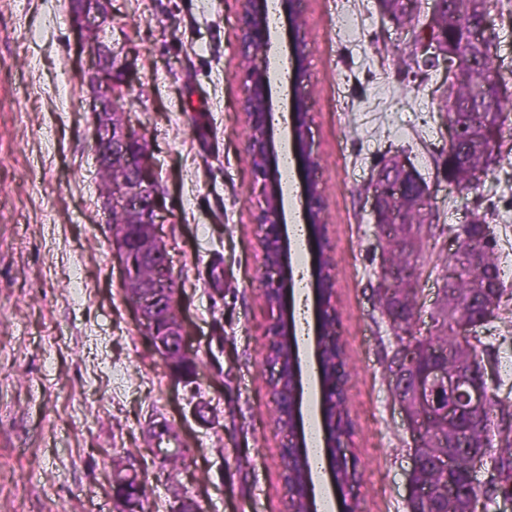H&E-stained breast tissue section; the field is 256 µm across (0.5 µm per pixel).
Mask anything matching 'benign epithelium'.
<instances>
[{"label":"benign epithelium","mask_w":512,"mask_h":512,"mask_svg":"<svg viewBox=\"0 0 512 512\" xmlns=\"http://www.w3.org/2000/svg\"><path fill=\"white\" fill-rule=\"evenodd\" d=\"M239 43L241 59L244 60L243 88L241 101L246 134L250 146L255 172L266 175L272 151L271 141V81L270 71L260 67L256 60L267 56L269 26L263 22L265 0H239ZM444 0H434L431 11L425 15L420 26L421 41L415 48V55L425 61L440 60L452 83L462 77L453 60L457 53L441 37L447 17L444 14ZM78 36L80 53L84 54L89 67L86 71L88 82L93 90V112L96 121L93 126L95 146L108 147L106 157L99 158L100 167L113 166L120 172L119 183L112 193L104 196L107 213L124 210L136 214L137 221L123 226L112 233V254L119 261L122 285L126 289H135V295L128 297L141 325L144 328L152 350L168 365H174L175 359L188 351L187 330L178 315L180 296L179 285L169 272V256L166 245L159 235L162 223L163 205L157 194L156 172L150 159V153L142 149L145 137L130 123L126 113L118 108L119 94L127 90L124 75L128 71L127 46L116 45L106 39L105 24L108 14L104 0H79V6L72 9ZM456 21L472 30L469 45L476 49L484 39L494 35L491 14L481 13L474 23L464 16ZM290 56L300 78L306 77L304 62L308 55V40L300 21H295L294 34L289 44ZM483 97L492 105L505 104L512 100V92L506 90V82L499 74L483 86ZM303 105L292 108L291 140L293 145L309 152L306 127L303 126ZM448 135V147L468 145L464 154L466 163V185L474 190L484 183L495 163L490 155L498 152L501 132H494L493 139L485 141L483 137L473 136L467 128L454 118L444 122ZM371 213L374 222H380L383 200L397 199L410 211H421L424 215L423 226L411 231V242L420 247L429 225L436 223L434 215L427 208L430 194L428 185L422 180L415 167L400 156L386 160L371 183ZM320 188L308 184L305 188L306 207L303 220L310 224L325 223V211L318 197ZM257 223H284V202L279 194H262ZM151 265L164 273L162 281H149L141 276L144 266ZM263 269L266 276V295L271 309H279L281 294L286 284L283 279V260L281 251L264 252ZM475 288L479 299L467 303L444 302V308L453 315V326L457 335L473 338V329L492 320L497 314L499 291L488 287L486 268L480 256L475 255L471 264ZM276 329L286 328L285 341L288 343V366L263 360V370L269 373V384L278 385L284 374H290L292 401L286 402L278 397L277 409L284 413L279 427L285 430L286 448L295 453L299 463H304L306 451L295 440L297 427V391L299 379V353L294 342V330L291 321L278 315L274 318ZM399 370L396 375L394 391L398 403L404 410L412 431L411 455L414 467L409 474L410 512H418V505L438 501L437 512H475L474 500L458 502V491L448 484L440 488L422 485L416 481L423 458L424 424L433 418L448 421V452L441 455L440 466L443 471L454 468L458 455L467 460L468 478H473L476 467L490 462L491 468L499 469V458L483 443H463L461 426L463 416H473L483 412L488 404L487 362L473 359L454 371L448 370V364L441 354H435L434 360L426 367L418 368L414 364L416 349L405 343L396 349Z\"/></svg>","instance_id":"7a95c632"}]
</instances>
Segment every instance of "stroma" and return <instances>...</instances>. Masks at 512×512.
<instances>
[{"mask_svg": "<svg viewBox=\"0 0 512 512\" xmlns=\"http://www.w3.org/2000/svg\"><path fill=\"white\" fill-rule=\"evenodd\" d=\"M305 102L334 261L333 303L347 363L359 512H409L411 436L390 386L395 340L376 289L381 247L370 181L393 153L430 187L439 223L493 225L512 289V155L463 193L439 166L445 72L417 82L410 28L377 0H301ZM112 38L135 36L125 112L145 136L167 219L159 231L196 367L175 375L154 354L112 254L94 153L93 94L68 0H0V512H119L112 473H138L157 512H287L283 436L262 360L269 343L260 188L240 111L238 0H109ZM352 21L336 32L337 15ZM495 66L512 83V0L491 9ZM425 247L415 328L427 332L443 285ZM492 336L512 391V323ZM125 376L116 386L111 374ZM157 418L181 435L177 464L154 462Z\"/></svg>", "mask_w": 512, "mask_h": 512, "instance_id": "35a3bbf8", "label": "stroma"}]
</instances>
